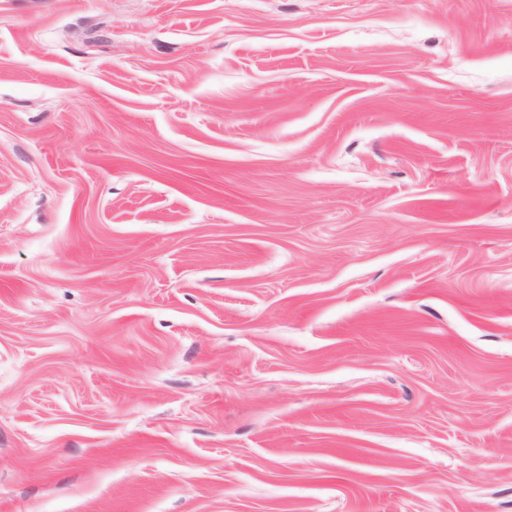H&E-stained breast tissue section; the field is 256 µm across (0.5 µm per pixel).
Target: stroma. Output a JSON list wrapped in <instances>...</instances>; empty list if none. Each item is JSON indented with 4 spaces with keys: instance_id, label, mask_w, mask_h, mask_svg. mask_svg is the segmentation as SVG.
Instances as JSON below:
<instances>
[{
    "instance_id": "obj_1",
    "label": "stroma",
    "mask_w": 512,
    "mask_h": 512,
    "mask_svg": "<svg viewBox=\"0 0 512 512\" xmlns=\"http://www.w3.org/2000/svg\"><path fill=\"white\" fill-rule=\"evenodd\" d=\"M0 512H512V0H0Z\"/></svg>"
}]
</instances>
